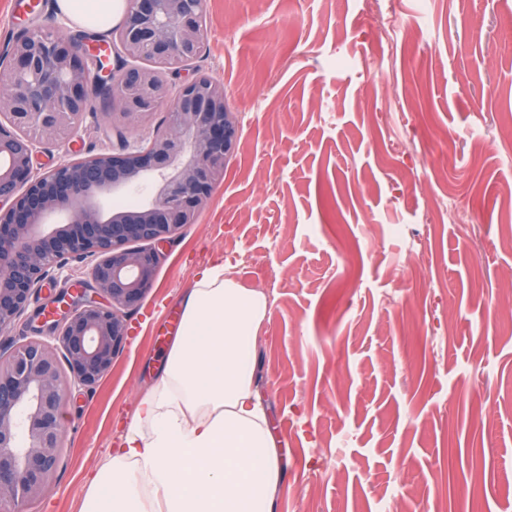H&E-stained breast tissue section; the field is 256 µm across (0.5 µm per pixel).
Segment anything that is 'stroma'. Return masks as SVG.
<instances>
[{"label": "stroma", "instance_id": "stroma-1", "mask_svg": "<svg viewBox=\"0 0 512 512\" xmlns=\"http://www.w3.org/2000/svg\"><path fill=\"white\" fill-rule=\"evenodd\" d=\"M0 0V49L38 25L83 34L58 0L39 17ZM411 30L391 59L360 0H205L200 72L224 85L238 146L195 224L159 244L131 335L94 388H73L63 449L30 512H81L175 329L197 274L221 264L273 290L258 385L282 442L278 512H512V307L484 338L485 306L512 282V0H399ZM34 158L36 173L147 146L111 102ZM466 222L449 223L447 200ZM93 256L50 268L19 319Z\"/></svg>", "mask_w": 512, "mask_h": 512}]
</instances>
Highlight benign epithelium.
<instances>
[{
    "mask_svg": "<svg viewBox=\"0 0 512 512\" xmlns=\"http://www.w3.org/2000/svg\"><path fill=\"white\" fill-rule=\"evenodd\" d=\"M204 0H130L115 27L122 67L94 78L85 49L36 27L16 38L0 66V109L34 138L0 134V335L28 309L33 286L70 256L100 255L88 287L54 300L48 331L0 352V512H28L56 471L61 419L70 385L92 388L112 369L129 336L128 311L152 286L160 254L133 247L178 239L196 223L239 140L224 84L199 72L167 103L166 72L196 60L205 47ZM120 104L112 113L119 137L167 107L146 148L66 162L32 174L36 144L77 131L90 99ZM154 180L151 199L107 207L102 198ZM103 302H98L97 298Z\"/></svg>",
    "mask_w": 512,
    "mask_h": 512,
    "instance_id": "obj_1",
    "label": "benign epithelium"
}]
</instances>
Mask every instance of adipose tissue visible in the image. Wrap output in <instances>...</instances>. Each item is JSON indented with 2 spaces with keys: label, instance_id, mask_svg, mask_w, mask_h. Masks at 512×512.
<instances>
[{
  "label": "adipose tissue",
  "instance_id": "ef3b65f1",
  "mask_svg": "<svg viewBox=\"0 0 512 512\" xmlns=\"http://www.w3.org/2000/svg\"><path fill=\"white\" fill-rule=\"evenodd\" d=\"M78 23L127 0H59ZM154 383L91 479L83 512H277L280 443L257 394L266 297L203 269Z\"/></svg>",
  "mask_w": 512,
  "mask_h": 512
}]
</instances>
